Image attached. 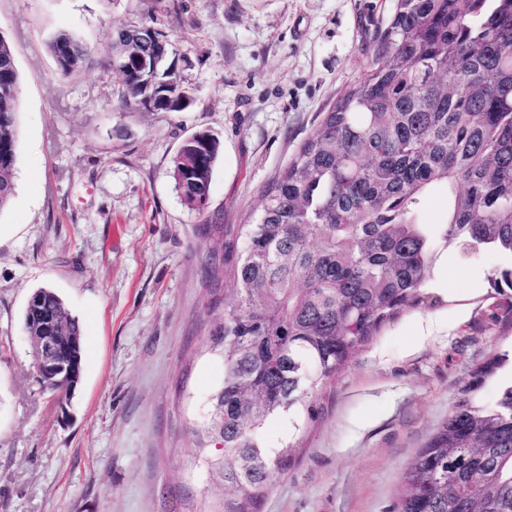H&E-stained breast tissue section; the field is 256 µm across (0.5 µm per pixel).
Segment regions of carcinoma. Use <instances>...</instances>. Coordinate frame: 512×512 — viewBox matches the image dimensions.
I'll return each instance as SVG.
<instances>
[{
	"label": "carcinoma",
	"mask_w": 512,
	"mask_h": 512,
	"mask_svg": "<svg viewBox=\"0 0 512 512\" xmlns=\"http://www.w3.org/2000/svg\"><path fill=\"white\" fill-rule=\"evenodd\" d=\"M117 33L108 65L121 75L123 109L180 112L189 106L174 64L155 75L165 98L149 104L145 81L124 68L134 54L168 56V40L139 44ZM71 53L59 74L78 71ZM359 80L265 187L247 224L225 227L229 280L212 348L224 379L211 397L200 447L224 508L259 512L291 447L270 454L260 430L283 413L312 411L336 376L403 311L431 308L441 251L512 258V0H394L391 21L367 50ZM18 73L0 35V209L18 159ZM218 135L197 132L172 159L176 191L193 210L208 200ZM444 190V222L422 217L425 196ZM61 344L82 342L78 320L51 289L35 291ZM506 357L475 367L448 419L406 464L395 512H512V382L493 405L469 394Z\"/></svg>",
	"instance_id": "obj_1"
}]
</instances>
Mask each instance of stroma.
<instances>
[{
	"instance_id": "1",
	"label": "stroma",
	"mask_w": 512,
	"mask_h": 512,
	"mask_svg": "<svg viewBox=\"0 0 512 512\" xmlns=\"http://www.w3.org/2000/svg\"><path fill=\"white\" fill-rule=\"evenodd\" d=\"M393 0H0L19 75L23 143L0 209V512H202L215 496L197 433L224 378L211 346L222 224L246 223L275 173L369 64ZM166 36L180 112L124 110L107 67L118 29ZM67 36L92 64L63 77ZM202 130L223 143L203 212L171 160ZM512 260L435 265L429 290L330 380L313 413L271 418L263 447L294 445L261 512H390L408 460L443 424L470 371L512 354ZM54 289L83 335L71 400L43 394L23 329Z\"/></svg>"
}]
</instances>
